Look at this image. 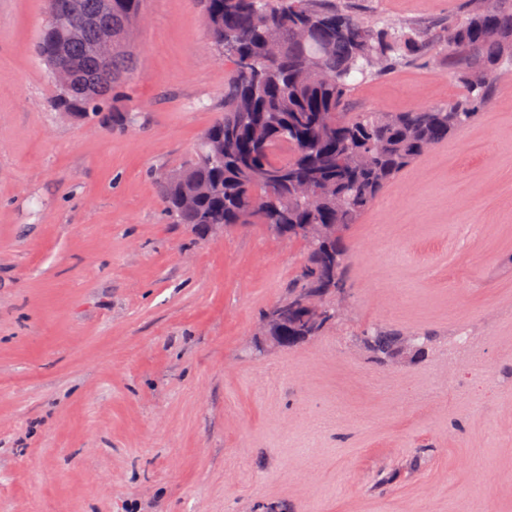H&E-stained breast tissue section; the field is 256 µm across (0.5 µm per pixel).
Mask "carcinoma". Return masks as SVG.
<instances>
[{"mask_svg":"<svg viewBox=\"0 0 512 512\" xmlns=\"http://www.w3.org/2000/svg\"><path fill=\"white\" fill-rule=\"evenodd\" d=\"M143 0H112V37L127 34L142 13ZM212 42L231 63L224 84V112L196 146L194 157L163 174L157 189L166 213L177 224H288L291 239L307 246V258L288 289L291 304L328 286L347 289L343 238L318 249L307 224L357 223L385 185L415 159L471 123L485 107L492 79L474 86L470 73H493L512 65V0H487L465 15L435 25L368 20L338 0H204ZM278 32L276 58L266 54V31ZM67 29L45 14L38 51L50 55ZM96 30L87 28L68 42L69 57L88 80L83 90L53 80L55 107L80 116L105 111L112 92L134 70L132 47L118 43L112 70L86 53ZM250 60L259 81L243 73L238 58ZM448 62L466 88L460 99L410 112H349L348 93L356 82L414 60ZM317 183L321 193L297 201L290 185ZM364 340L384 360L401 349L394 330L373 327Z\"/></svg>","mask_w":512,"mask_h":512,"instance_id":"1","label":"carcinoma"}]
</instances>
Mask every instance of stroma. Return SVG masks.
I'll return each instance as SVG.
<instances>
[{
    "instance_id": "obj_1",
    "label": "stroma",
    "mask_w": 512,
    "mask_h": 512,
    "mask_svg": "<svg viewBox=\"0 0 512 512\" xmlns=\"http://www.w3.org/2000/svg\"><path fill=\"white\" fill-rule=\"evenodd\" d=\"M426 25L466 0H355ZM109 122L55 111L43 0H0V512H512V68L343 233L349 303L263 345L302 241L172 223L156 180L224 109L203 0H144ZM446 63L351 111L462 96ZM432 336L384 364L361 335Z\"/></svg>"
}]
</instances>
